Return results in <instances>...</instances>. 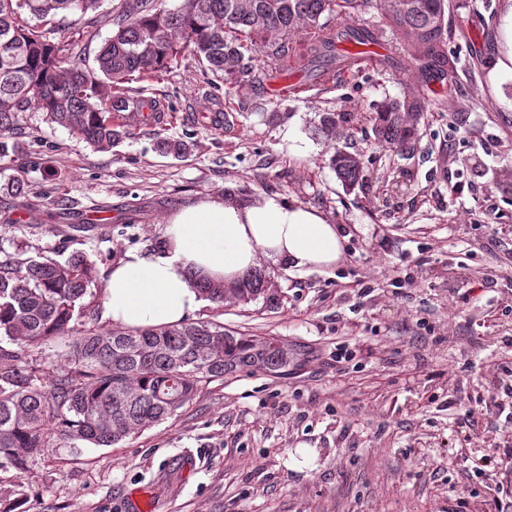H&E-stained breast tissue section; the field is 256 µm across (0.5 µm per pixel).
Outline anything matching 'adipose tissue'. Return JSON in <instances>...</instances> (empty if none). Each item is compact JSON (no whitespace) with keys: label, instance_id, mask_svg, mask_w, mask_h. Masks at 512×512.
Segmentation results:
<instances>
[{"label":"adipose tissue","instance_id":"obj_1","mask_svg":"<svg viewBox=\"0 0 512 512\" xmlns=\"http://www.w3.org/2000/svg\"><path fill=\"white\" fill-rule=\"evenodd\" d=\"M160 251L127 252L110 270L104 317L120 328L181 323L203 299L190 275L232 283L267 262L330 270L344 256L339 228L318 210L272 194L243 204L199 198L172 212Z\"/></svg>","mask_w":512,"mask_h":512}]
</instances>
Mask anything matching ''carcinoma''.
I'll use <instances>...</instances> for the list:
<instances>
[{
    "instance_id": "carcinoma-1",
    "label": "carcinoma",
    "mask_w": 512,
    "mask_h": 512,
    "mask_svg": "<svg viewBox=\"0 0 512 512\" xmlns=\"http://www.w3.org/2000/svg\"><path fill=\"white\" fill-rule=\"evenodd\" d=\"M102 0H0V163L20 150L18 113L36 110L107 152L136 126L151 124L144 111L157 101L130 87L135 80L159 81L174 61L190 55L231 84L251 81L259 56L278 60L291 37L315 34L306 52L311 63L336 58V41L371 45L383 34L377 25L338 32L326 19L347 15L371 0H122L115 30L90 67L79 43L53 42L70 15L100 8ZM448 0H390L385 16L393 32L413 37L423 48L418 72L424 81L451 79L441 47L449 35ZM124 112L139 113L128 122ZM423 108L407 99H388L371 113L376 139L412 153L419 140ZM348 112H324L317 132L326 139L349 121ZM156 150L183 157L190 144L159 138ZM330 165L342 186L363 181L360 159L341 148ZM98 259L75 251L63 261L6 254L0 259V472H15L12 504L27 496L28 477L54 451L60 437L73 450L81 445L112 447L174 416L192 401L202 378L264 371L279 374L288 352L251 336H232L212 321L183 322L134 330H95L55 353L64 372L45 383L32 352L72 335L84 315V298L97 281ZM202 298L218 307L258 299L280 303L270 274L253 269L231 285L200 278Z\"/></svg>"
}]
</instances>
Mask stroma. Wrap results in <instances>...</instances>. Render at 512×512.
<instances>
[{
  "label": "stroma",
  "mask_w": 512,
  "mask_h": 512,
  "mask_svg": "<svg viewBox=\"0 0 512 512\" xmlns=\"http://www.w3.org/2000/svg\"><path fill=\"white\" fill-rule=\"evenodd\" d=\"M119 2L66 28L87 62ZM449 2L446 88L420 82L417 47L395 35L388 64L343 75L309 71L296 56L306 89L295 98L269 90L287 62H260L238 92L180 57L164 80L141 84L168 120L109 152L45 113H20L23 151L0 169L2 252L85 251L100 258L103 280L128 251L161 249L165 219L182 204L272 193L324 213L346 238L333 270L270 266L278 307L208 302L195 314L283 347L286 372L201 382L172 418L111 448L75 453L58 442L34 470L26 512H130L138 498L151 512H512V467L491 498L475 459L458 454L467 436L476 448H512V420L485 409L512 386L502 371L512 364V72L501 66L512 0ZM408 91L425 114L416 150L402 156L375 140L367 114ZM334 110L352 122L335 139L316 135L320 113ZM159 137L191 150L162 155ZM338 147L362 159L354 189L329 166ZM398 167L410 187L385 190ZM16 179L24 198L1 191Z\"/></svg>",
  "instance_id": "stroma-1"
}]
</instances>
